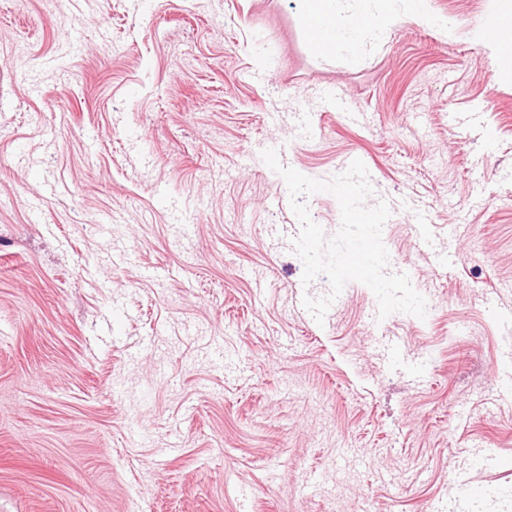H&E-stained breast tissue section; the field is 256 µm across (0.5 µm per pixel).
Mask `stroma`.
I'll return each instance as SVG.
<instances>
[{
	"instance_id": "1",
	"label": "stroma",
	"mask_w": 512,
	"mask_h": 512,
	"mask_svg": "<svg viewBox=\"0 0 512 512\" xmlns=\"http://www.w3.org/2000/svg\"><path fill=\"white\" fill-rule=\"evenodd\" d=\"M0 0V512H512V77L429 0ZM366 162L387 273L317 324L284 180ZM430 222L434 265L415 243ZM387 0H304L301 12L303 22H317L314 28L306 29L312 38L315 49L320 54L336 53L343 48L357 46L365 33L370 31V21L392 25L402 20V16L385 8ZM353 3L364 5L353 8ZM343 7L349 12L343 26H336L333 19Z\"/></svg>"
}]
</instances>
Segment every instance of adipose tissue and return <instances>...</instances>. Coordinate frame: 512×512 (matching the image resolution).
I'll return each mask as SVG.
<instances>
[{
    "mask_svg": "<svg viewBox=\"0 0 512 512\" xmlns=\"http://www.w3.org/2000/svg\"><path fill=\"white\" fill-rule=\"evenodd\" d=\"M354 0H304L302 19L314 21L309 31L315 49L322 54L333 53L357 46L371 22L392 25L399 21V14L386 9V0H365L363 7L353 5ZM347 11L344 25H336L338 11ZM488 51L492 61L512 76V26L492 21L478 27L474 33Z\"/></svg>",
    "mask_w": 512,
    "mask_h": 512,
    "instance_id": "adipose-tissue-1",
    "label": "adipose tissue"
}]
</instances>
